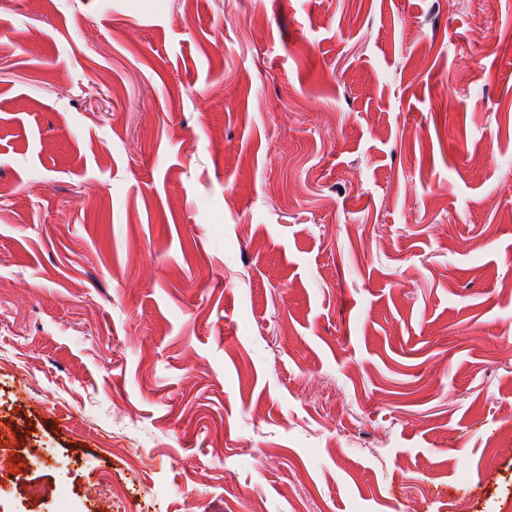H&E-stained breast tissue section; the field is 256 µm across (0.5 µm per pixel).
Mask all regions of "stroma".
Instances as JSON below:
<instances>
[{"label": "stroma", "mask_w": 512, "mask_h": 512, "mask_svg": "<svg viewBox=\"0 0 512 512\" xmlns=\"http://www.w3.org/2000/svg\"><path fill=\"white\" fill-rule=\"evenodd\" d=\"M512 0H0V512H512Z\"/></svg>", "instance_id": "35a3bbf8"}]
</instances>
